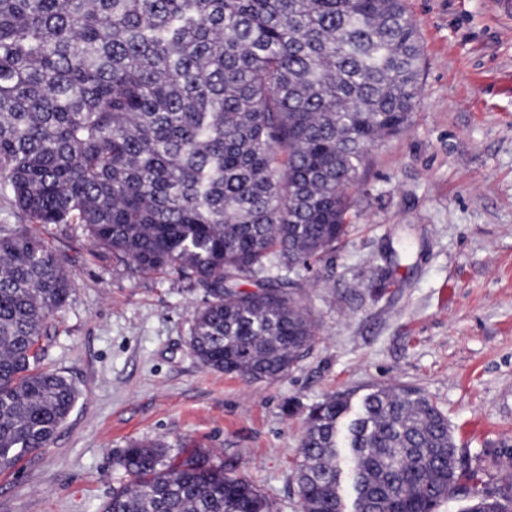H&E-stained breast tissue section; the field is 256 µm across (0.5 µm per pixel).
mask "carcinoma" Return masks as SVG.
Wrapping results in <instances>:
<instances>
[{"label": "carcinoma", "mask_w": 512, "mask_h": 512, "mask_svg": "<svg viewBox=\"0 0 512 512\" xmlns=\"http://www.w3.org/2000/svg\"><path fill=\"white\" fill-rule=\"evenodd\" d=\"M421 47L404 0H0V182L35 224H77L144 274L200 288L190 347L250 381L294 368L317 335L293 291L352 219L369 149L416 105ZM258 279L259 291L242 289ZM71 280L24 229L0 234V470L45 448L79 398L40 369ZM313 406L303 512H512L464 477L448 418L420 390L379 387L352 415ZM102 512H271L210 455L135 441Z\"/></svg>", "instance_id": "cac0c4a2"}]
</instances>
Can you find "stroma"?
Returning <instances> with one entry per match:
<instances>
[{
    "mask_svg": "<svg viewBox=\"0 0 512 512\" xmlns=\"http://www.w3.org/2000/svg\"><path fill=\"white\" fill-rule=\"evenodd\" d=\"M405 4L420 33L416 106L369 151L333 275H296L318 331L279 378L202 366L189 346L201 289L137 272L80 226L31 223L0 188V229L41 237L71 276L43 366L80 391L48 447L0 471V512H101L127 481L116 458L141 440L205 450L273 512H303L294 474L310 407L395 384L447 415L482 484L512 487V19L490 0Z\"/></svg>",
    "mask_w": 512,
    "mask_h": 512,
    "instance_id": "35a3bbf8",
    "label": "stroma"
}]
</instances>
